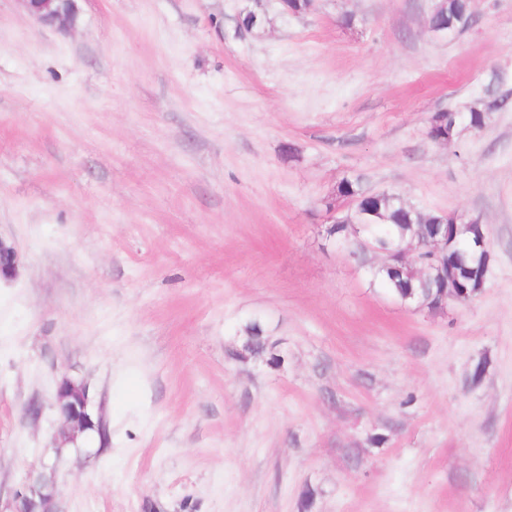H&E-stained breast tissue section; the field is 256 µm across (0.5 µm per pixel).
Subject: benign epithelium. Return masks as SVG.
<instances>
[{"label": "benign epithelium", "mask_w": 512, "mask_h": 512, "mask_svg": "<svg viewBox=\"0 0 512 512\" xmlns=\"http://www.w3.org/2000/svg\"><path fill=\"white\" fill-rule=\"evenodd\" d=\"M28 14L38 23L52 27L60 32L74 29L77 21L76 0H21ZM463 224V232L474 248L485 250V241L489 233L488 226L476 224L464 216L455 218ZM455 239L448 238V231L436 226L426 240V244L436 252L446 253ZM19 267V253L14 243L0 237V281L16 277ZM57 412L60 427L54 438L57 448L77 446L89 434H98L107 430V424L101 410L94 409L86 384L67 374L63 375L54 388L51 402ZM0 512H57L55 507L54 484L50 477L40 475L28 477L20 491L0 505Z\"/></svg>", "instance_id": "7a95c632"}]
</instances>
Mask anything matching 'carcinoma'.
Masks as SVG:
<instances>
[{"label":"carcinoma","mask_w":512,"mask_h":512,"mask_svg":"<svg viewBox=\"0 0 512 512\" xmlns=\"http://www.w3.org/2000/svg\"><path fill=\"white\" fill-rule=\"evenodd\" d=\"M471 11L469 0H438L437 10L429 15L428 25L432 30L443 29L449 33H462L469 26ZM512 102V95L498 91L495 75H490L483 89V97L465 112L448 110L444 113L436 112L429 123L445 122L448 128V137L455 136L457 128L462 124H477L487 126L495 112L506 109ZM335 198L341 200H356L358 206L370 216L360 224L354 225L353 233H348L347 225L335 224L326 230L329 237L339 243H347L351 253L357 258H363L359 241L365 240L381 250L399 249L417 241L421 234L430 231L431 224H446L448 230L454 229L452 214L444 212H420L406 206L401 195L394 191L381 193H368L358 177L345 178L337 186ZM448 266V288L446 293L450 300L466 302L476 298L481 293L483 261L482 253L468 252L464 242L448 250V255L437 256L432 251L421 248L416 251L415 262L403 263L397 270L376 268L369 270V285L381 288L394 300L400 301L409 294L428 304V294L440 292L438 288L424 287L422 270L433 266ZM468 282V295L462 297L456 294L459 282ZM246 343H254L250 355H262L267 352L268 344L264 331L256 323L245 326Z\"/></svg>","instance_id":"obj_1"}]
</instances>
